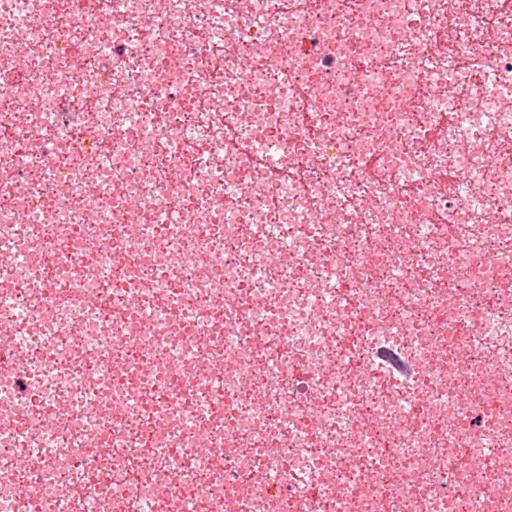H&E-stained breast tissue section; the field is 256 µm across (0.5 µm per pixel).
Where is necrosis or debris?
<instances>
[{"instance_id":"obj_1","label":"necrosis or debris","mask_w":512,"mask_h":512,"mask_svg":"<svg viewBox=\"0 0 512 512\" xmlns=\"http://www.w3.org/2000/svg\"><path fill=\"white\" fill-rule=\"evenodd\" d=\"M0 345V512H512V0H0Z\"/></svg>"}]
</instances>
